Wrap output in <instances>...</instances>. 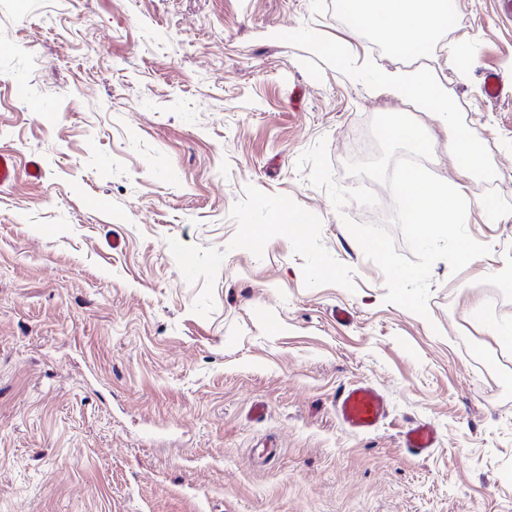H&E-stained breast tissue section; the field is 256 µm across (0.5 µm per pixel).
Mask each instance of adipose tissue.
<instances>
[{
	"instance_id": "ef3b65f1",
	"label": "adipose tissue",
	"mask_w": 512,
	"mask_h": 512,
	"mask_svg": "<svg viewBox=\"0 0 512 512\" xmlns=\"http://www.w3.org/2000/svg\"><path fill=\"white\" fill-rule=\"evenodd\" d=\"M354 26L388 35L391 47L402 56L425 53L444 27L456 19L453 0H341ZM379 86L394 97L449 121L448 93L430 69L385 70Z\"/></svg>"
}]
</instances>
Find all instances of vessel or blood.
I'll return each mask as SVG.
<instances>
[{
    "label": "vessel or blood",
    "mask_w": 512,
    "mask_h": 512,
    "mask_svg": "<svg viewBox=\"0 0 512 512\" xmlns=\"http://www.w3.org/2000/svg\"><path fill=\"white\" fill-rule=\"evenodd\" d=\"M336 413L342 424L356 432L370 433L377 430L388 415L385 395L376 388L355 384L344 389L336 398ZM436 441L433 427L418 423L408 429L402 444L414 455L429 452Z\"/></svg>",
    "instance_id": "1"
}]
</instances>
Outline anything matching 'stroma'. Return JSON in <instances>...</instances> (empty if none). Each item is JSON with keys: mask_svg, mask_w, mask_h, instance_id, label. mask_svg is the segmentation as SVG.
<instances>
[{"mask_svg": "<svg viewBox=\"0 0 512 512\" xmlns=\"http://www.w3.org/2000/svg\"><path fill=\"white\" fill-rule=\"evenodd\" d=\"M458 14L429 66L481 168L460 178L444 124L414 118L490 252L433 264L425 319L344 225L393 213L345 168L403 110L373 80L407 66L381 33L330 0H0V512H512V346L490 333L512 297L487 308L512 265V19ZM321 142L378 206L336 210L297 170ZM361 382L389 402L369 434L336 416ZM436 435L428 423H417L403 434L402 444L413 455H424L433 448Z\"/></svg>", "mask_w": 512, "mask_h": 512, "instance_id": "1", "label": "stroma"}]
</instances>
